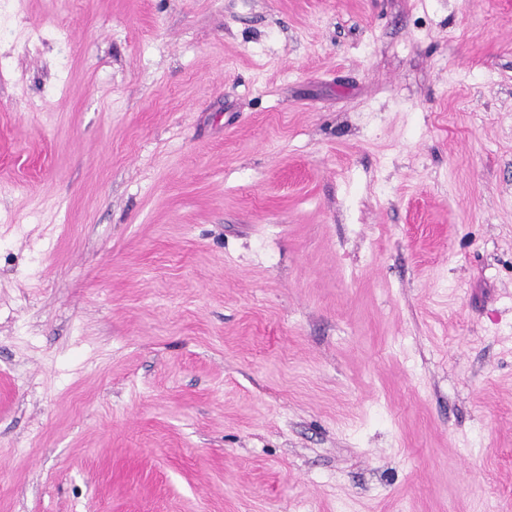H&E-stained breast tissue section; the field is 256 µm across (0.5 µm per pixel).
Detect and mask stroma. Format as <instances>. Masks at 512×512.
<instances>
[{
	"label": "stroma",
	"instance_id": "35a3bbf8",
	"mask_svg": "<svg viewBox=\"0 0 512 512\" xmlns=\"http://www.w3.org/2000/svg\"><path fill=\"white\" fill-rule=\"evenodd\" d=\"M512 0H12L0 512H505Z\"/></svg>",
	"mask_w": 512,
	"mask_h": 512
}]
</instances>
